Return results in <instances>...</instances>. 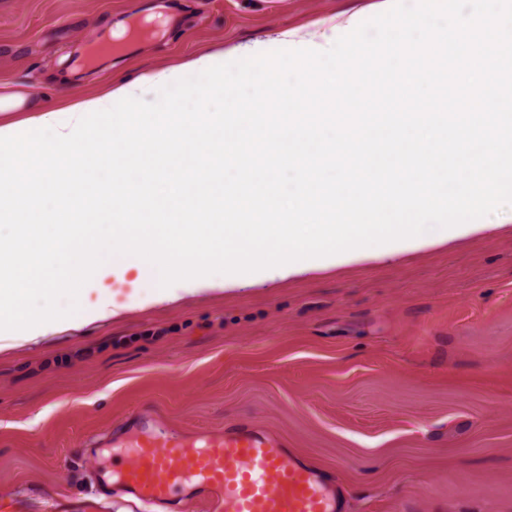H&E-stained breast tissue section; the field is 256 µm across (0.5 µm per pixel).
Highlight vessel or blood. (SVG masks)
Wrapping results in <instances>:
<instances>
[{
  "label": "vessel or blood",
  "instance_id": "obj_1",
  "mask_svg": "<svg viewBox=\"0 0 512 512\" xmlns=\"http://www.w3.org/2000/svg\"><path fill=\"white\" fill-rule=\"evenodd\" d=\"M105 446L126 451L119 482L131 498L165 506L199 491L208 512H339L317 471L282 440L251 427L197 436L148 429Z\"/></svg>",
  "mask_w": 512,
  "mask_h": 512
}]
</instances>
